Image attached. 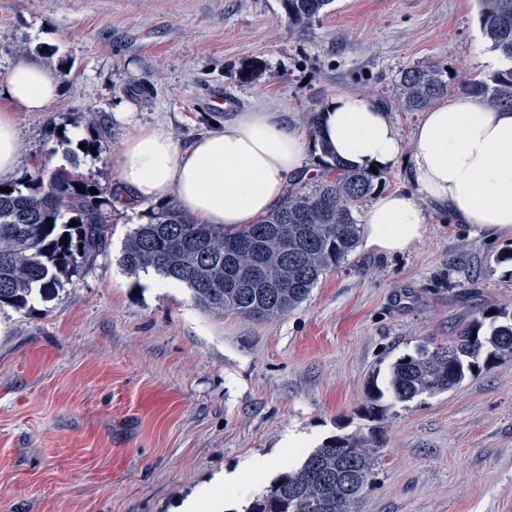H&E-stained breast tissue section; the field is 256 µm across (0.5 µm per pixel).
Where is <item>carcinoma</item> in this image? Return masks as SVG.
Segmentation results:
<instances>
[{"instance_id":"1","label":"carcinoma","mask_w":512,"mask_h":512,"mask_svg":"<svg viewBox=\"0 0 512 512\" xmlns=\"http://www.w3.org/2000/svg\"><path fill=\"white\" fill-rule=\"evenodd\" d=\"M333 0H282L293 30L303 35ZM489 47L512 61V0H478ZM400 106L427 108L448 92L434 64L403 70ZM467 90L512 108V66ZM321 111L308 110L312 149L322 176L289 184L276 209L256 224L233 231L198 224L177 203L161 204L132 231L119 264L130 275L153 270L188 288L207 311L255 319L279 317L305 302L320 279L344 263L360 237L354 209L375 195L378 175L348 168L317 138ZM9 187L6 192L3 187ZM95 188L97 193L90 192ZM103 188L77 165L0 183V306L25 309L55 294L60 276L93 261L106 248L108 213ZM76 226H70L71 221ZM512 355V310L475 318L446 346L420 344L396 358L383 383L367 385L366 417L384 419L390 406L460 386L480 367ZM379 440L355 432L331 437L255 495L245 512H355L375 480Z\"/></svg>"}]
</instances>
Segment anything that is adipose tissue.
Masks as SVG:
<instances>
[{
    "instance_id": "ef3b65f1",
    "label": "adipose tissue",
    "mask_w": 512,
    "mask_h": 512,
    "mask_svg": "<svg viewBox=\"0 0 512 512\" xmlns=\"http://www.w3.org/2000/svg\"><path fill=\"white\" fill-rule=\"evenodd\" d=\"M59 94L57 79L33 60L18 61L0 80V179L14 174L23 154L17 113L47 111ZM115 118L127 129L112 157L119 209L173 197L198 223L233 230L260 221L290 182L310 174L305 136L286 112L236 113L186 147L168 126L141 123L130 109ZM319 136L349 167L399 165L410 185L370 203L365 252H409L424 238L430 210L487 240L512 238V109L468 92L446 93L423 113L406 150L387 110L339 95L321 114Z\"/></svg>"
}]
</instances>
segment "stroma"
<instances>
[{
	"label": "stroma",
	"instance_id": "35a3bbf8",
	"mask_svg": "<svg viewBox=\"0 0 512 512\" xmlns=\"http://www.w3.org/2000/svg\"><path fill=\"white\" fill-rule=\"evenodd\" d=\"M23 47L61 95L18 113L17 176L66 165L59 136L87 137L93 113L103 149L76 160L107 191L123 102L186 144L233 110L301 121L357 94L390 111L407 148L420 115L398 105L402 70L437 65L459 91L489 74L477 0H334L303 36L281 0H0V79ZM217 90L233 110L216 108ZM156 210L111 209L105 251L52 300L0 308V512H179L205 490L216 512H244L297 451L371 428L377 478L357 512H512V358L381 423L363 416L369 379L397 357L512 306L495 261L511 241L433 213L408 254L355 249L294 310L254 320L122 269L129 233Z\"/></svg>",
	"mask_w": 512,
	"mask_h": 512
}]
</instances>
